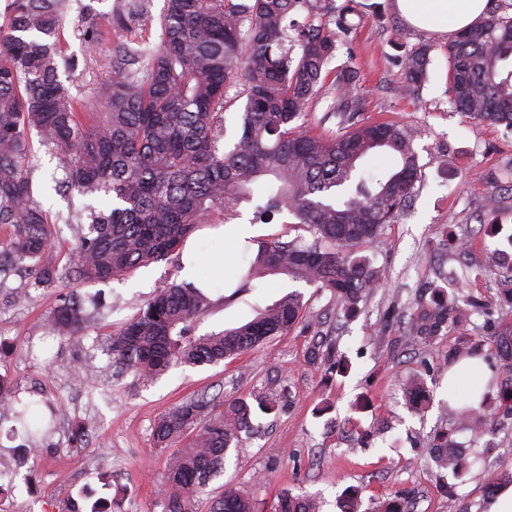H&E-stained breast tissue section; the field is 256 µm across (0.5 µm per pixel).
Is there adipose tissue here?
Listing matches in <instances>:
<instances>
[{
  "instance_id": "ef3b65f1",
  "label": "adipose tissue",
  "mask_w": 512,
  "mask_h": 512,
  "mask_svg": "<svg viewBox=\"0 0 512 512\" xmlns=\"http://www.w3.org/2000/svg\"><path fill=\"white\" fill-rule=\"evenodd\" d=\"M488 0H394L398 13L411 25L451 36L478 24L486 16ZM491 372L479 358L458 361L448 370V388L456 403L479 402Z\"/></svg>"
}]
</instances>
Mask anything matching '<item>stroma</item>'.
<instances>
[{
    "label": "stroma",
    "instance_id": "35a3bbf8",
    "mask_svg": "<svg viewBox=\"0 0 512 512\" xmlns=\"http://www.w3.org/2000/svg\"><path fill=\"white\" fill-rule=\"evenodd\" d=\"M70 0L63 29L66 53L78 61L68 83L74 96L95 107L107 79L98 62L113 47L83 35L82 7ZM350 30L336 41L329 70L361 76V110L375 121H397L413 134L421 180L405 210L380 234L365 242L361 255L385 269L387 282L345 316L329 290L278 275L250 293L227 301L218 288L209 308L192 323L199 337L245 323L259 308L299 291L306 304L301 321L242 358L218 364L171 366L150 383L136 381L107 353L113 331L133 317L158 283L180 280L179 262L163 260L122 280L76 286L88 315L80 342L54 330L51 315L66 289L63 284L31 289L16 303L10 275L0 288V377L22 403L43 408L51 402L63 413L56 428L27 454L25 430L0 420V467L14 470L12 489L0 493V512H59L80 487L96 490L118 512H159L166 456L155 446L154 423L164 411L205 395L217 399L253 394L280 398L283 407L255 413L254 430L233 449L223 475L194 498L196 512H208L225 484L249 493L262 512L282 491L311 496L320 512H339L350 486L363 487L362 507L370 512L380 496L405 498L410 512H448L431 459V440L447 430L458 447L470 449L472 465L456 494L462 512H485L486 483L512 468V414L499 412L493 428L476 435L448 398V351L461 337L481 341L491 352L482 316L449 326L432 346L416 345L409 335L415 302L426 283L449 296L471 295L499 312L512 290V131L477 126L448 97L447 35L414 28L395 11L393 0H355ZM432 45L428 79L418 95H402L401 58L418 44ZM29 167L39 187L37 201L56 225L55 243L74 244L67 224L70 206L55 190L62 177L54 146L32 137ZM500 208H486L491 192ZM385 327V341L370 343L372 329ZM335 342L343 366L328 372L308 358L313 340ZM428 370L430 404L424 414L405 405L409 376Z\"/></svg>",
    "mask_w": 512,
    "mask_h": 512
}]
</instances>
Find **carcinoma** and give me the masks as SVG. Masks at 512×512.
<instances>
[{
    "instance_id": "cac0c4a2",
    "label": "carcinoma",
    "mask_w": 512,
    "mask_h": 512,
    "mask_svg": "<svg viewBox=\"0 0 512 512\" xmlns=\"http://www.w3.org/2000/svg\"><path fill=\"white\" fill-rule=\"evenodd\" d=\"M161 41L121 43L104 60L110 74L100 108L87 112L61 79L75 60L63 55L61 29L68 0H9L0 23V274L24 273L19 300L31 287H48L63 273L76 283L104 282L180 255L187 238L218 211L226 224L253 206L251 224L275 220L306 229L290 241L257 242L246 269L237 275L239 297L270 275L284 274L330 290L344 313L357 312L363 296L383 284L384 272L358 254L365 241L395 221L420 179L407 128L363 116L357 73L330 76L326 64L345 33L352 6L334 0H165ZM148 0H119L110 28L139 24ZM302 12L305 21L292 15ZM432 45L422 43L401 61L413 94L427 79ZM448 90L452 104L477 124L512 129V16L496 13L448 44ZM235 88L234 97H227ZM336 91L332 115L337 132L303 133L295 122L327 89ZM242 101L237 141L223 143L225 111ZM65 157L64 189L90 200L89 222L76 228L67 255L51 245V220L34 198L29 172L30 133ZM398 161L388 174L368 178L360 171L372 152ZM409 334L430 346L448 325L473 313L487 317L501 377L500 406L512 413V319L493 318L481 303L462 308L446 289L427 287ZM208 297L187 284H165L123 326L108 348L136 380L148 382L172 364L201 366L234 361L301 319L303 295L291 291L250 321L199 338L189 336ZM84 321L81 303L65 298L52 322L77 338ZM468 340L448 357L479 356ZM407 404L424 412L430 403L425 381H406ZM275 409L265 396L215 401L191 398L162 413L154 426L156 446L175 448L167 458V489L161 512H193L192 500L224 471L229 448L250 435L253 407ZM5 415L27 427L42 423L32 408L10 406ZM477 434L492 421L488 396L463 411ZM439 470L462 478L468 457L451 452L448 433L437 435ZM362 489L343 492L341 512H358ZM314 500L283 492L274 512H315ZM210 512H259L257 503L232 485L212 501Z\"/></svg>"
}]
</instances>
